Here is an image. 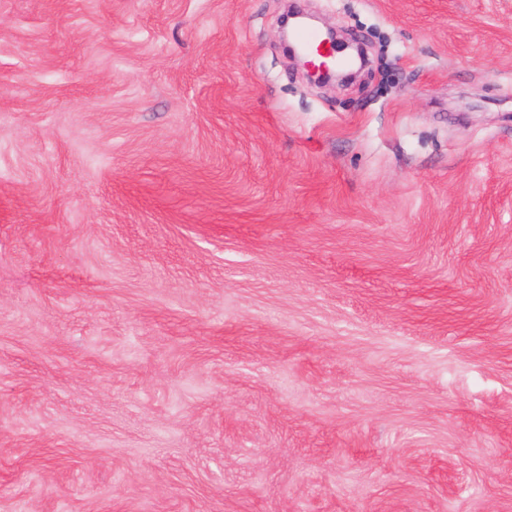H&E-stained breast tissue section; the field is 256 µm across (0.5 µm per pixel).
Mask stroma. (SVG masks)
I'll use <instances>...</instances> for the list:
<instances>
[{"label": "stroma", "mask_w": 512, "mask_h": 512, "mask_svg": "<svg viewBox=\"0 0 512 512\" xmlns=\"http://www.w3.org/2000/svg\"><path fill=\"white\" fill-rule=\"evenodd\" d=\"M0 512H512V0H0ZM297 38L305 44L306 47H312L314 54L320 58V62H328L329 59L336 60L335 52L328 51L327 55H322L316 51L317 49V35L307 29L298 30L296 33ZM293 45L289 46L290 57L302 65L306 71L309 79L315 83L324 84L331 81L336 83H344L350 75L351 71L356 66L357 62L360 65L365 61L364 51L361 47H354L353 45L344 44L345 50L349 49L347 55V63L343 66H330L328 64L315 65L312 61L306 60V47L300 46L295 39ZM338 58V57H337Z\"/></svg>", "instance_id": "35a3bbf8"}]
</instances>
